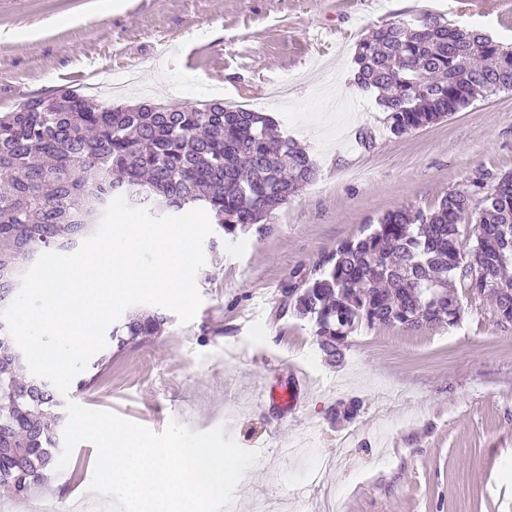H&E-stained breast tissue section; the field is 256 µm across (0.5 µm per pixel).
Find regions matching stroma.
Segmentation results:
<instances>
[{
	"instance_id": "obj_1",
	"label": "stroma",
	"mask_w": 512,
	"mask_h": 512,
	"mask_svg": "<svg viewBox=\"0 0 512 512\" xmlns=\"http://www.w3.org/2000/svg\"><path fill=\"white\" fill-rule=\"evenodd\" d=\"M424 11L512 45V0H0V117L60 86L94 97L87 74L108 88L137 65L141 89L112 104L266 112L318 166L271 233L225 242L221 265L199 270L191 323L170 316L160 335L115 354L106 379L83 371L90 388L67 394L155 432L173 420L225 426L260 454L233 512L259 500L266 512H318L329 491L335 512H512V324L489 300L461 295L451 329L359 327L336 362L284 306L289 283L387 211L512 171V91L396 137L355 82L361 36ZM295 370L305 382L285 409L269 393ZM354 397L358 417L337 419L336 404ZM351 429L359 444L345 455ZM94 462L93 445L79 444L67 477L47 470L22 501L0 491V512L69 506Z\"/></svg>"
}]
</instances>
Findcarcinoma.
<instances>
[{"label": "carcinoma", "mask_w": 512, "mask_h": 512, "mask_svg": "<svg viewBox=\"0 0 512 512\" xmlns=\"http://www.w3.org/2000/svg\"><path fill=\"white\" fill-rule=\"evenodd\" d=\"M355 81L376 94L399 137L431 127L480 98L512 91V49L432 13L365 34ZM316 165L275 120L243 108L138 104L114 107L69 87L0 118V308L45 252L71 251L93 235L110 201L157 212L204 209L220 243L265 235ZM138 189L141 198L128 196ZM512 172L490 185L450 190L431 208H397L369 233L341 242L315 276L288 288L296 317L312 323L320 349L338 357L358 326L419 331L456 326L459 293L493 299L512 323ZM136 312L110 332L92 369L112 363L165 323ZM66 404L51 382L27 373L0 321V489L29 495L61 445Z\"/></svg>", "instance_id": "carcinoma-1"}]
</instances>
